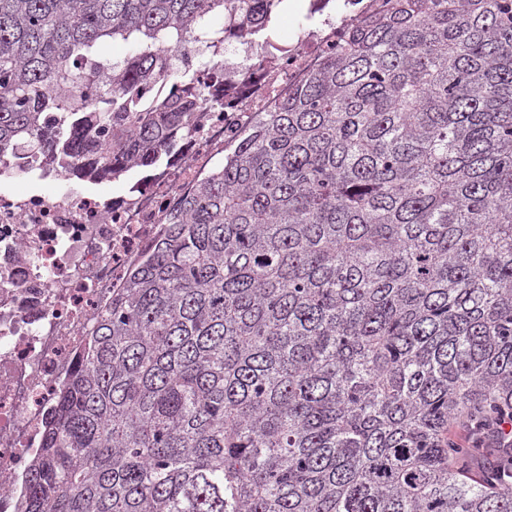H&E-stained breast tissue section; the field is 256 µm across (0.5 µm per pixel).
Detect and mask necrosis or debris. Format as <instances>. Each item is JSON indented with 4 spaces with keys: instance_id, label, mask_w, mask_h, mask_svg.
Segmentation results:
<instances>
[{
    "instance_id": "necrosis-or-debris-1",
    "label": "necrosis or debris",
    "mask_w": 512,
    "mask_h": 512,
    "mask_svg": "<svg viewBox=\"0 0 512 512\" xmlns=\"http://www.w3.org/2000/svg\"><path fill=\"white\" fill-rule=\"evenodd\" d=\"M317 22L271 53L256 32L193 44L178 66L215 62L195 92L191 123L175 134L151 169L131 164L118 194L76 190L38 152L0 156V169L43 174L42 188L0 185V512H16L21 480L41 448L45 425L68 382L96 317L125 288L183 200L224 161V152L303 84L340 46L355 20L384 10L386 0H310Z\"/></svg>"
}]
</instances>
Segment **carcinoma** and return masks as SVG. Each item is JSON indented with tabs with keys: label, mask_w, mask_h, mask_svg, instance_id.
<instances>
[{
	"label": "carcinoma",
	"mask_w": 512,
	"mask_h": 512,
	"mask_svg": "<svg viewBox=\"0 0 512 512\" xmlns=\"http://www.w3.org/2000/svg\"><path fill=\"white\" fill-rule=\"evenodd\" d=\"M281 3L0 0V153L153 164L197 105L170 51ZM94 71L110 112L67 96ZM160 79L186 95L147 112ZM509 418L512 0H388L100 313L18 512H512L449 434Z\"/></svg>",
	"instance_id": "cac0c4a2"
}]
</instances>
